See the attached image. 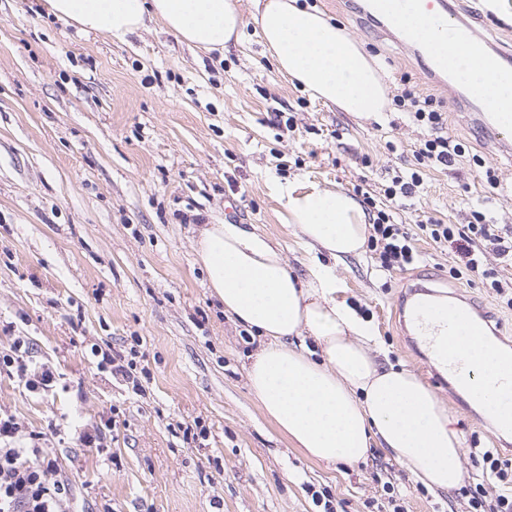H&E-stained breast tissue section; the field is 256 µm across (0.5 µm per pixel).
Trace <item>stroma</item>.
I'll use <instances>...</instances> for the list:
<instances>
[{"label": "stroma", "instance_id": "35a3bbf8", "mask_svg": "<svg viewBox=\"0 0 512 512\" xmlns=\"http://www.w3.org/2000/svg\"><path fill=\"white\" fill-rule=\"evenodd\" d=\"M236 0L243 36L225 55L180 42L160 23L119 42L48 14L44 0H0V350L16 338L49 365L52 391L0 374V413L20 438L55 449L76 485L75 512H472L492 501L480 449L512 460V435L440 367L403 319L406 287L470 299L512 343V309L478 277L454 280V254L417 237L418 259L386 271L364 251L336 266L338 300L368 320L382 365L415 372L463 435L462 484L437 491L393 454L327 465L293 448L265 415L246 377L263 340L224 312L194 250L197 230L231 221L279 244L298 277L306 255L283 224L274 185L295 180L378 194L409 170L426 136L390 107L366 119L312 99L280 74ZM357 39L388 96L403 86L442 101L468 157L424 171L397 200L396 222L428 215L467 223L484 206L512 231V152L493 128L430 85L416 55L381 32L366 0H299ZM495 45L512 22L482 0H449ZM497 187H490L486 170ZM133 355L136 383L98 368L93 348ZM115 422L103 453L80 447L86 425Z\"/></svg>", "mask_w": 512, "mask_h": 512}]
</instances>
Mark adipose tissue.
I'll list each match as a JSON object with an SVG mask.
<instances>
[{"mask_svg": "<svg viewBox=\"0 0 512 512\" xmlns=\"http://www.w3.org/2000/svg\"><path fill=\"white\" fill-rule=\"evenodd\" d=\"M400 22L425 42H453L452 27L414 0H390ZM53 15L122 40L158 20L187 44L225 51L242 38L233 0H46ZM254 21L280 72L310 97L359 116L388 109L374 61L344 28L298 0H259ZM450 69L496 113H512V78H491L464 52ZM280 216L309 254L307 275L288 268L280 247L242 225L207 224L195 240L210 290L225 314L262 336L247 367L250 388L277 430L306 457L327 464L366 462L389 449L431 489L463 480L462 437L445 405L411 370L371 355L376 336L336 299L335 263L364 252L368 215L347 191L279 185Z\"/></svg>", "mask_w": 512, "mask_h": 512, "instance_id": "obj_1", "label": "adipose tissue"}]
</instances>
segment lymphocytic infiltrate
<instances>
[{
	"instance_id": "1",
	"label": "lymphocytic infiltrate",
	"mask_w": 512,
	"mask_h": 512,
	"mask_svg": "<svg viewBox=\"0 0 512 512\" xmlns=\"http://www.w3.org/2000/svg\"><path fill=\"white\" fill-rule=\"evenodd\" d=\"M393 102L407 112L412 123L427 129L428 136L414 154L417 168L395 176L385 187L382 199H366L373 217L369 246L377 254L381 268L390 271L412 264L416 258L414 235L419 232L432 242L451 248L458 256L461 265L450 269L451 278H462L467 271L479 272L489 288L503 292L504 286L495 271L481 269L480 257L490 248L512 261V237L502 236L482 211H472L465 224H446L431 216L418 220L413 230L395 223L390 202L415 194L423 181L422 168L451 166L465 155L466 146L449 135L447 115L432 96L408 88L395 96ZM18 433L19 425L14 418L0 415V512H70L72 484L60 476L53 449L40 447L33 439L19 443ZM482 461L490 477L506 485L507 490L488 505L472 498V508L476 512L484 506L489 512H512V462L495 457L489 449L483 452Z\"/></svg>"
}]
</instances>
